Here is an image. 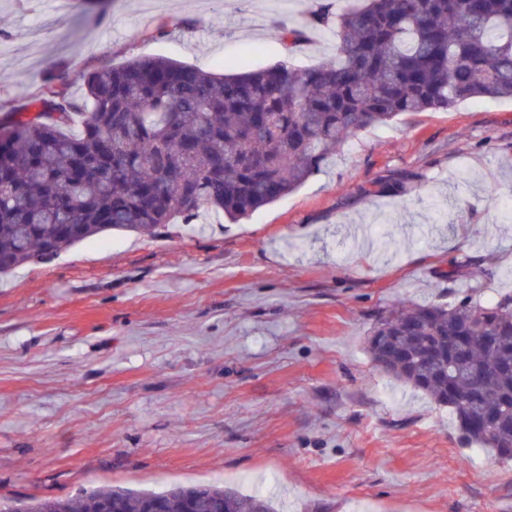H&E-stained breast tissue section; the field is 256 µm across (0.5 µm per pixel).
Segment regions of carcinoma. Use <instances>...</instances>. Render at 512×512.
<instances>
[{
    "label": "carcinoma",
    "mask_w": 512,
    "mask_h": 512,
    "mask_svg": "<svg viewBox=\"0 0 512 512\" xmlns=\"http://www.w3.org/2000/svg\"><path fill=\"white\" fill-rule=\"evenodd\" d=\"M336 47L218 74L135 57L95 69L80 99L67 77L0 123V274L108 231L151 235L179 219L249 217L300 187L356 133L471 98L512 99V0H364L336 10ZM373 360L455 415L465 439L512 461V295L489 303L398 299L367 341ZM219 512H278L213 485ZM192 486L76 499L31 497L0 512H184Z\"/></svg>",
    "instance_id": "1"
}]
</instances>
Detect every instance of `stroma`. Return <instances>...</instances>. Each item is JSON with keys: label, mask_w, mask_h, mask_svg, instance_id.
Listing matches in <instances>:
<instances>
[{"label": "stroma", "mask_w": 512, "mask_h": 512, "mask_svg": "<svg viewBox=\"0 0 512 512\" xmlns=\"http://www.w3.org/2000/svg\"><path fill=\"white\" fill-rule=\"evenodd\" d=\"M316 0H0V121L134 56L239 73L332 57ZM167 35L155 36L159 24ZM512 100L360 132L248 219L114 232L0 276V500L227 483L279 512H512V461L373 362L404 298L512 293ZM465 262L453 285L439 273Z\"/></svg>", "instance_id": "obj_1"}]
</instances>
